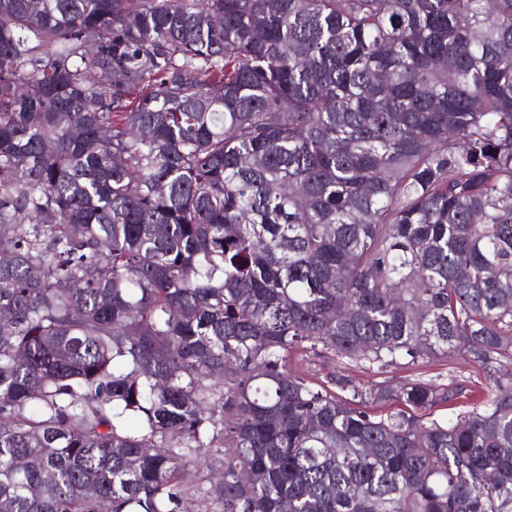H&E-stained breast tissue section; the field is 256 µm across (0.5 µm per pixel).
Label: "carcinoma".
<instances>
[{"instance_id": "carcinoma-1", "label": "carcinoma", "mask_w": 512, "mask_h": 512, "mask_svg": "<svg viewBox=\"0 0 512 512\" xmlns=\"http://www.w3.org/2000/svg\"><path fill=\"white\" fill-rule=\"evenodd\" d=\"M1 19L0 512H512V0ZM315 355L311 351L294 354L290 357V367L304 373L317 382L329 381L333 375H344L353 381L360 390L382 383L393 388L407 379H422L433 381L438 385H448L453 376H470V380H480L479 375L461 357L453 356L448 359H425L418 365L400 364L384 370L369 369L367 364L355 360H338L330 353ZM225 449L224 446L222 448H210L202 459L203 464L197 470L191 469L190 478L193 480L196 488L200 489L196 493V496L199 498L206 497L204 493L210 487V482H214V477L222 470Z\"/></svg>"}]
</instances>
